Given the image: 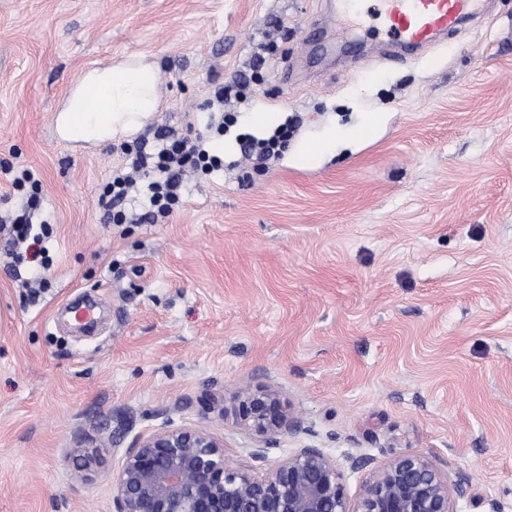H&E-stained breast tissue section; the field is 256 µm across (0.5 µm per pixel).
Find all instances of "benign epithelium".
Returning a JSON list of instances; mask_svg holds the SVG:
<instances>
[{
	"label": "benign epithelium",
	"instance_id": "1",
	"mask_svg": "<svg viewBox=\"0 0 512 512\" xmlns=\"http://www.w3.org/2000/svg\"><path fill=\"white\" fill-rule=\"evenodd\" d=\"M212 412L263 437L250 451L261 463L268 462L276 436L306 432L264 389H245L229 406L213 398L202 404L201 415ZM102 451L72 449L76 481L86 480ZM467 482L460 473L452 484L430 459L402 454L380 467L351 503L336 462L320 447L297 448L256 474L232 465L224 440L206 428L166 421L125 449L112 478V512H458L451 489L460 494Z\"/></svg>",
	"mask_w": 512,
	"mask_h": 512
}]
</instances>
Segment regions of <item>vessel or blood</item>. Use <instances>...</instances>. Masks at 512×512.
I'll return each mask as SVG.
<instances>
[{"label": "vessel or blood", "mask_w": 512, "mask_h": 512, "mask_svg": "<svg viewBox=\"0 0 512 512\" xmlns=\"http://www.w3.org/2000/svg\"><path fill=\"white\" fill-rule=\"evenodd\" d=\"M381 21L393 41L427 46L456 29L459 20L483 13L485 0H380Z\"/></svg>", "instance_id": "b4317fda"}]
</instances>
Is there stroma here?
<instances>
[{"label":"stroma","instance_id":"stroma-1","mask_svg":"<svg viewBox=\"0 0 512 512\" xmlns=\"http://www.w3.org/2000/svg\"><path fill=\"white\" fill-rule=\"evenodd\" d=\"M337 0H0V216L29 171L52 227L48 288L0 251V512H112L118 449L165 419L206 424L253 468L255 439L199 400L276 393L349 498L394 457L466 473L458 512H512V0L407 55ZM138 53L160 104L143 128L69 142L84 73ZM230 123L218 131L220 86ZM291 133L265 168L245 116ZM377 122L364 127L368 114ZM342 137L303 165L328 125ZM223 142L171 216L116 227L98 197L139 139ZM86 297L99 335L63 313ZM108 447L86 482L71 448Z\"/></svg>","mask_w":512,"mask_h":512}]
</instances>
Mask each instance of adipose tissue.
Masks as SVG:
<instances>
[{
    "mask_svg": "<svg viewBox=\"0 0 512 512\" xmlns=\"http://www.w3.org/2000/svg\"><path fill=\"white\" fill-rule=\"evenodd\" d=\"M85 85L103 88V99H86L75 88L57 117L62 138L102 142L123 135L152 118L158 104L157 70L143 57L132 55L118 65L96 69L84 77Z\"/></svg>",
    "mask_w": 512,
    "mask_h": 512,
    "instance_id": "1",
    "label": "adipose tissue"
}]
</instances>
